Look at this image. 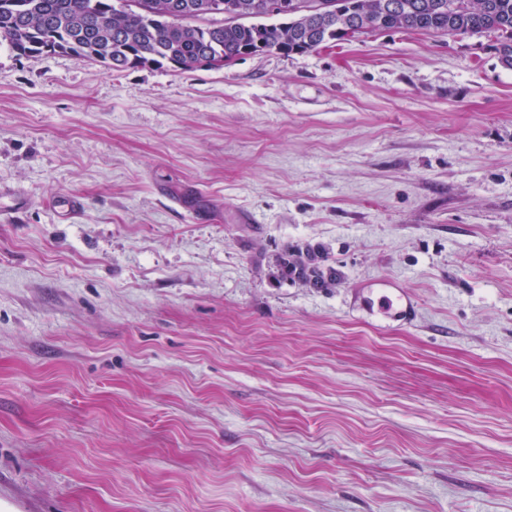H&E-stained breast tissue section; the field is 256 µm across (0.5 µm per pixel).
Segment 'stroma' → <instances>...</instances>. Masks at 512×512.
Returning a JSON list of instances; mask_svg holds the SVG:
<instances>
[{"label": "stroma", "instance_id": "stroma-1", "mask_svg": "<svg viewBox=\"0 0 512 512\" xmlns=\"http://www.w3.org/2000/svg\"><path fill=\"white\" fill-rule=\"evenodd\" d=\"M494 42L121 72L0 48V189L25 201L0 221V512H512ZM287 241L336 286L277 282ZM375 280L412 319L362 310Z\"/></svg>", "mask_w": 512, "mask_h": 512}]
</instances>
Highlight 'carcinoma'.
<instances>
[{"instance_id":"carcinoma-1","label":"carcinoma","mask_w":512,"mask_h":512,"mask_svg":"<svg viewBox=\"0 0 512 512\" xmlns=\"http://www.w3.org/2000/svg\"><path fill=\"white\" fill-rule=\"evenodd\" d=\"M7 0L0 5V46L14 56L44 48L113 71L169 64L187 70L201 57L221 68L278 47L307 53L360 34L406 29L432 36L492 33L512 68V0H303L302 15L275 11L277 0ZM273 18L275 22L266 23ZM276 278L308 288L339 279L321 246H282Z\"/></svg>"}]
</instances>
